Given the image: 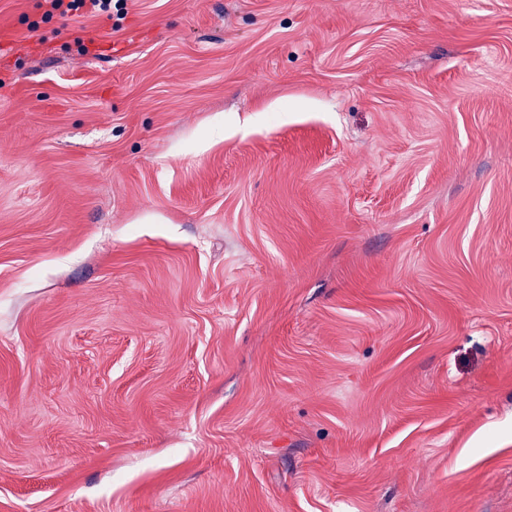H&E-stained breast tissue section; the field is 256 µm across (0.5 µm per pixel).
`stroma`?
<instances>
[{
    "instance_id": "35a3bbf8",
    "label": "stroma",
    "mask_w": 512,
    "mask_h": 512,
    "mask_svg": "<svg viewBox=\"0 0 512 512\" xmlns=\"http://www.w3.org/2000/svg\"><path fill=\"white\" fill-rule=\"evenodd\" d=\"M39 2L0 512H512V0ZM48 9L43 13L44 18H50L55 13L60 16H82V11L89 8L91 12L109 13L111 17L112 2L117 14L123 15L125 9V0H43ZM89 2V4L87 3Z\"/></svg>"
}]
</instances>
